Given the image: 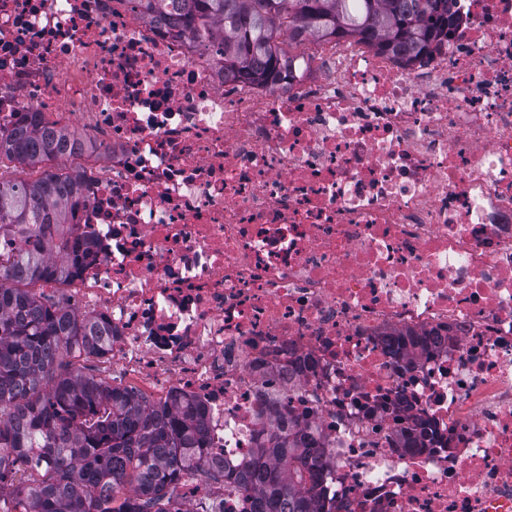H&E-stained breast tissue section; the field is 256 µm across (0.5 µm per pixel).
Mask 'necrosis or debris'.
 Here are the masks:
<instances>
[{"label": "necrosis or debris", "instance_id": "4bbe7bcc", "mask_svg": "<svg viewBox=\"0 0 512 512\" xmlns=\"http://www.w3.org/2000/svg\"><path fill=\"white\" fill-rule=\"evenodd\" d=\"M449 7L411 64L307 41L255 86L133 0H0V129L82 130L94 247L48 288L129 387L204 406L228 472L271 416L310 426L336 512H512V0Z\"/></svg>", "mask_w": 512, "mask_h": 512}]
</instances>
